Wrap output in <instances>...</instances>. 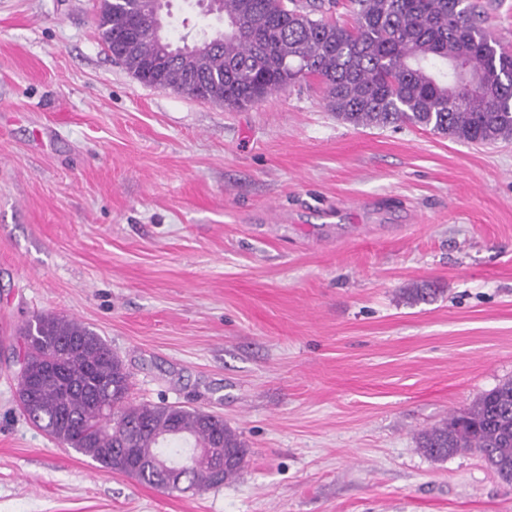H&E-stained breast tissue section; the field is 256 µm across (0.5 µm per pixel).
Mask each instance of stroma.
<instances>
[{
	"instance_id": "35a3bbf8",
	"label": "stroma",
	"mask_w": 512,
	"mask_h": 512,
	"mask_svg": "<svg viewBox=\"0 0 512 512\" xmlns=\"http://www.w3.org/2000/svg\"><path fill=\"white\" fill-rule=\"evenodd\" d=\"M101 4L0 0V325L81 322L129 404L249 455L199 493L110 473L25 419L7 337L0 512H512L478 454L417 448L512 380V140L357 128L315 80L246 110L150 87Z\"/></svg>"
}]
</instances>
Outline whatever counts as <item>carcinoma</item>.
<instances>
[{
	"label": "carcinoma",
	"instance_id": "carcinoma-1",
	"mask_svg": "<svg viewBox=\"0 0 512 512\" xmlns=\"http://www.w3.org/2000/svg\"><path fill=\"white\" fill-rule=\"evenodd\" d=\"M334 2L219 0L224 29L211 33L205 62L181 38L166 82L177 91L243 109L314 78L336 117L353 126L411 124L453 140H512V54L480 25L470 0H354L351 28L322 13ZM97 25L112 57L135 78L169 42L153 11L104 2ZM191 75L196 84L181 78ZM437 289H402L410 304ZM18 402L23 415L63 447L111 473L163 490L203 491L235 480L247 455L237 430L211 412L176 404L127 403L130 374L93 330L41 314L20 329ZM220 445L235 461L216 472L192 448ZM418 449L433 460L475 451L512 484V381L483 393L468 410L422 432ZM166 459L187 465L160 471Z\"/></svg>",
	"mask_w": 512,
	"mask_h": 512
}]
</instances>
